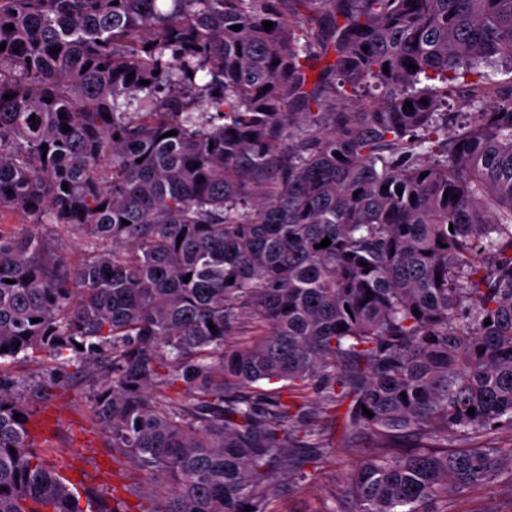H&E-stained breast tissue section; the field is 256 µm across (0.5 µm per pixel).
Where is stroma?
Segmentation results:
<instances>
[{
	"instance_id": "stroma-1",
	"label": "stroma",
	"mask_w": 512,
	"mask_h": 512,
	"mask_svg": "<svg viewBox=\"0 0 512 512\" xmlns=\"http://www.w3.org/2000/svg\"><path fill=\"white\" fill-rule=\"evenodd\" d=\"M1 223L15 225L22 231L35 230L69 264H79L84 258L76 235L61 225L31 226L28 217L18 210L1 214ZM12 370L31 388L48 385V400H27L35 432L49 464L76 483L81 498L109 507L113 504V489L141 482L142 475L132 464L113 462L112 442L91 417V402L101 380L98 371L55 377L49 362L40 358L18 361ZM327 438L313 483L284 494L279 500L281 512H316L323 498L340 491L343 477L359 457L361 446L336 427L328 432ZM448 512H512V479L506 477L491 486L451 498Z\"/></svg>"
}]
</instances>
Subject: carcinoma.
<instances>
[{"label": "carcinoma", "instance_id": "cac0c4a2", "mask_svg": "<svg viewBox=\"0 0 512 512\" xmlns=\"http://www.w3.org/2000/svg\"><path fill=\"white\" fill-rule=\"evenodd\" d=\"M2 44L0 210L86 258L0 224V512H84L28 442L9 366L41 356L102 369L148 512H280L325 447L311 391L368 439L319 512L512 473L482 442L512 429V0H0ZM30 218L21 211H4L0 214V224H14L21 231L39 233L47 238L51 246L61 255H63L69 264L75 266L82 262L84 250L78 244V238L68 231L61 224H41L32 226Z\"/></svg>", "mask_w": 512, "mask_h": 512}]
</instances>
